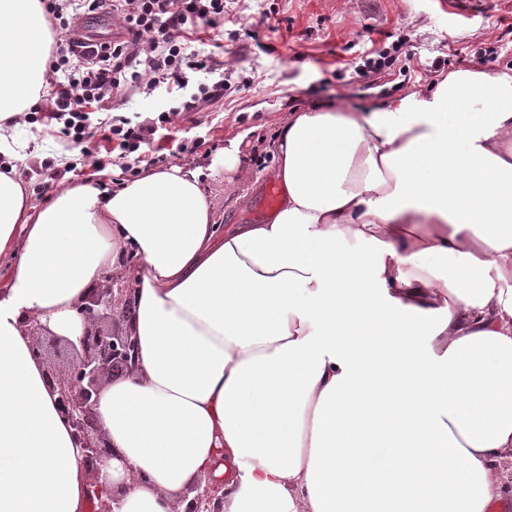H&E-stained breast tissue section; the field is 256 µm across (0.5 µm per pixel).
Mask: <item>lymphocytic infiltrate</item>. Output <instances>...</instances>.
I'll list each match as a JSON object with an SVG mask.
<instances>
[{
	"label": "lymphocytic infiltrate",
	"mask_w": 512,
	"mask_h": 512,
	"mask_svg": "<svg viewBox=\"0 0 512 512\" xmlns=\"http://www.w3.org/2000/svg\"><path fill=\"white\" fill-rule=\"evenodd\" d=\"M54 34V44L44 73L51 93L39 111L60 122L61 132L75 144L98 137L118 142L126 154L150 144L160 124L137 126L113 115L103 126L90 128L89 113L112 112L115 98L147 92L162 83L186 86L190 74L223 70L217 51L193 49L194 34L217 29L225 20L224 0H112V17L125 39L84 43L74 29L80 9L95 11L97 0H41Z\"/></svg>",
	"instance_id": "1"
}]
</instances>
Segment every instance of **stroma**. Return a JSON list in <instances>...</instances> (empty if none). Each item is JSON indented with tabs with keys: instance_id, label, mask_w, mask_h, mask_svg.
Listing matches in <instances>:
<instances>
[{
	"instance_id": "35a3bbf8",
	"label": "stroma",
	"mask_w": 512,
	"mask_h": 512,
	"mask_svg": "<svg viewBox=\"0 0 512 512\" xmlns=\"http://www.w3.org/2000/svg\"><path fill=\"white\" fill-rule=\"evenodd\" d=\"M228 8L233 19L223 32L222 98L184 112L180 106L195 85L163 84L117 104L118 114L135 124L179 108L149 148L168 164L206 166L239 140L241 155L252 161L249 181L229 183L220 171L204 176L215 219L224 227L267 219L261 196L274 180L273 142L288 113L310 111L316 99L370 112L410 93L433 91L453 73L512 70V0H483L480 16L469 20L450 14L441 0H230ZM391 49L395 65L365 88L359 68ZM461 54L468 57L462 64ZM438 60L445 68L432 71ZM22 134L42 147L39 157L18 168L34 205L48 196L41 186L46 167L63 171L68 182L95 176L107 189L122 175L120 148L98 165L60 134L58 124L39 120ZM192 143L196 153L181 152V145ZM70 161L76 171H66Z\"/></svg>"
}]
</instances>
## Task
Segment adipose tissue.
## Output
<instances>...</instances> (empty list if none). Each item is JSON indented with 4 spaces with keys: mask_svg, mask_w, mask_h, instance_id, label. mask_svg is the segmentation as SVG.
Returning a JSON list of instances; mask_svg holds the SVG:
<instances>
[{
    "mask_svg": "<svg viewBox=\"0 0 512 512\" xmlns=\"http://www.w3.org/2000/svg\"><path fill=\"white\" fill-rule=\"evenodd\" d=\"M40 0H0V155L41 102ZM284 196L220 230L199 169L93 178L32 206L0 172V512H86L91 478L26 327L77 339L126 275L138 351L101 391L120 512H490L512 463V75H449L374 112H293ZM212 485V484H211ZM197 493L189 499V493L181 498L180 503H186L182 512H220L221 499L217 495L215 486L206 485L202 490L198 485L194 489Z\"/></svg>",
    "mask_w": 512,
    "mask_h": 512,
    "instance_id": "obj_1",
    "label": "adipose tissue"
}]
</instances>
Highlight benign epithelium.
I'll list each match as a JSON object with an SVG mask.
<instances>
[{
  "label": "benign epithelium",
  "instance_id": "7a95c632",
  "mask_svg": "<svg viewBox=\"0 0 512 512\" xmlns=\"http://www.w3.org/2000/svg\"><path fill=\"white\" fill-rule=\"evenodd\" d=\"M134 263L128 255L118 260L119 270L110 272L102 283L88 289L76 306L83 320L77 341L51 332L35 323L29 328L34 357L47 365L46 382L56 395L61 417L81 449L80 463L90 475L88 490L93 512H114L112 503L119 501V491L102 499L98 484L99 467L112 456V448L96 419V406L104 385L112 378L130 373L135 367L137 343L128 320L113 314V306L122 302L131 309L133 288L124 276ZM194 496L184 495L183 512H220L221 497L209 485L194 488Z\"/></svg>",
  "mask_w": 512,
  "mask_h": 512
}]
</instances>
